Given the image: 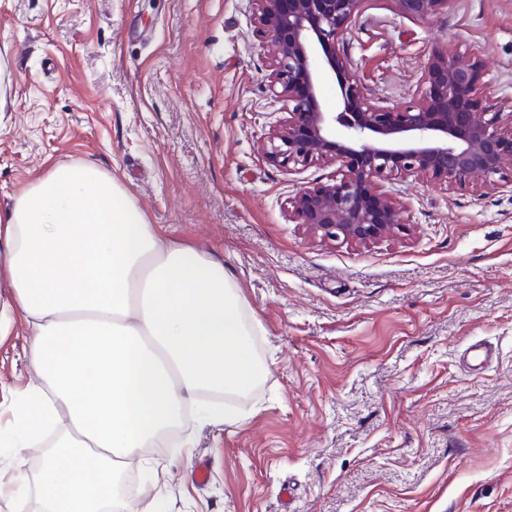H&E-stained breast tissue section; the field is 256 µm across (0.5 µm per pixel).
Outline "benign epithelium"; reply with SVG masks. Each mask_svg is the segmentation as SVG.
<instances>
[{
    "instance_id": "obj_1",
    "label": "benign epithelium",
    "mask_w": 512,
    "mask_h": 512,
    "mask_svg": "<svg viewBox=\"0 0 512 512\" xmlns=\"http://www.w3.org/2000/svg\"><path fill=\"white\" fill-rule=\"evenodd\" d=\"M255 31L270 56L269 88L288 102V117L270 129V162H334L341 178L297 191L292 217L323 240L368 245L407 224L406 210L384 187L395 176L422 182L496 185L512 163V131L478 94L479 61L436 53L421 80V101L384 107L356 80L340 47L364 0H253ZM414 20L452 0H393ZM338 85L341 103L323 109L322 78ZM344 133H337V128Z\"/></svg>"
}]
</instances>
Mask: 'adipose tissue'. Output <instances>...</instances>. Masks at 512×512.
<instances>
[{"mask_svg": "<svg viewBox=\"0 0 512 512\" xmlns=\"http://www.w3.org/2000/svg\"><path fill=\"white\" fill-rule=\"evenodd\" d=\"M0 335L29 326L37 380L0 443L22 452L67 416L42 458V512H110L122 467L206 393L260 379L244 304L223 264L167 241L115 177L64 163L0 213Z\"/></svg>", "mask_w": 512, "mask_h": 512, "instance_id": "obj_1", "label": "adipose tissue"}]
</instances>
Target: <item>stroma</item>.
Listing matches in <instances>:
<instances>
[{
    "label": "stroma",
    "mask_w": 512,
    "mask_h": 512,
    "mask_svg": "<svg viewBox=\"0 0 512 512\" xmlns=\"http://www.w3.org/2000/svg\"><path fill=\"white\" fill-rule=\"evenodd\" d=\"M252 0H0L12 63L0 211L59 163L111 173L166 238L220 259L264 369L232 425L182 420L154 491L166 512H512V170L498 188L395 178L409 226L357 245L289 220L338 165L271 163L287 102L268 87ZM476 55L512 126V0L427 20L366 0L344 46L383 106L420 96L440 50ZM492 345L485 369L463 359ZM28 326L0 336V425L30 381ZM208 461L205 483L193 477Z\"/></svg>",
    "instance_id": "1"
}]
</instances>
